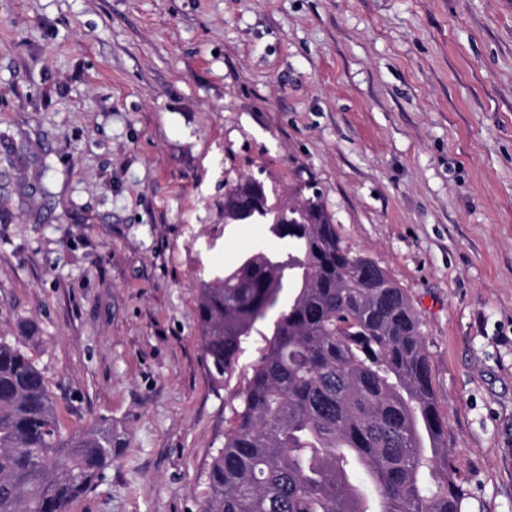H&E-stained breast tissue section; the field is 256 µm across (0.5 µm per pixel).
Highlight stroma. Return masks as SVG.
Returning a JSON list of instances; mask_svg holds the SVG:
<instances>
[{
    "mask_svg": "<svg viewBox=\"0 0 512 512\" xmlns=\"http://www.w3.org/2000/svg\"><path fill=\"white\" fill-rule=\"evenodd\" d=\"M318 193L407 292L467 512H512V0H0V338L123 448L69 512H200L293 295L214 384L224 196Z\"/></svg>",
    "mask_w": 512,
    "mask_h": 512,
    "instance_id": "obj_1",
    "label": "stroma"
}]
</instances>
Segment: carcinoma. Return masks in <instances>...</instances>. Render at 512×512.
Wrapping results in <instances>:
<instances>
[{"mask_svg":"<svg viewBox=\"0 0 512 512\" xmlns=\"http://www.w3.org/2000/svg\"><path fill=\"white\" fill-rule=\"evenodd\" d=\"M224 219L270 224L293 251L253 253L199 288L202 362L215 383L282 288L295 295L213 458L201 512H462L405 290L343 246L316 193L275 205L248 178L225 194ZM119 447L110 425L63 434L43 372L0 339V512H68Z\"/></svg>","mask_w":512,"mask_h":512,"instance_id":"carcinoma-1","label":"carcinoma"}]
</instances>
